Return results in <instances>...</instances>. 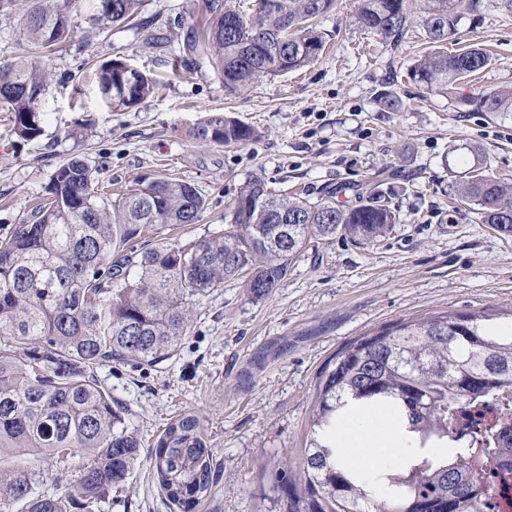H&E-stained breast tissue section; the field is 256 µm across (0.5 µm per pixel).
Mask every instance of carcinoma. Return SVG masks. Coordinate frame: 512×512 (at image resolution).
Masks as SVG:
<instances>
[{
  "instance_id": "carcinoma-1",
  "label": "carcinoma",
  "mask_w": 512,
  "mask_h": 512,
  "mask_svg": "<svg viewBox=\"0 0 512 512\" xmlns=\"http://www.w3.org/2000/svg\"><path fill=\"white\" fill-rule=\"evenodd\" d=\"M83 0H47L25 18L27 40L49 48L70 33ZM141 0H112L100 25L135 19ZM483 0H356L361 26L398 47L419 27L432 50L406 78L429 96L453 95L461 80L485 70L492 58L471 46L444 49L465 15ZM335 0H254L252 12L226 8L204 37L183 52L210 55L230 92L256 80L300 70L324 51L309 21ZM123 61L111 59L96 77L114 106L144 102L156 90L140 69L117 79ZM39 56L0 67V104L15 133L42 134L44 87ZM476 112L512 118V88L467 99ZM254 127L214 112L190 130L199 143L242 144ZM49 202L0 240V459L28 454L58 469L76 449L87 456L78 482L61 495H40L47 479L39 466L0 468V512H95L106 492L122 487L141 448L124 411L98 380L114 361L157 365L177 351L191 321V301L248 271L257 299L287 276L311 239L341 236L365 245L386 235L395 215L376 190L353 208L336 193L319 201L278 194L255 178L240 189L232 222L188 246L161 242L112 261L133 239L175 225L194 224L205 199L176 178L141 183L115 201L100 196L98 180L80 159L53 173ZM461 204L505 237L512 236V185L470 168L457 186ZM498 314L443 312L398 320L355 339L317 378L311 436L296 467L281 470L284 512H487L494 487L485 476L500 468L501 488L512 489V322ZM25 360L17 361L16 350ZM387 409L408 455L373 475L346 459L338 434L351 412ZM213 458L193 415L172 422L158 438L151 464L167 498L189 512L211 488Z\"/></svg>"
}]
</instances>
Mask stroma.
<instances>
[{
    "label": "stroma",
    "mask_w": 512,
    "mask_h": 512,
    "mask_svg": "<svg viewBox=\"0 0 512 512\" xmlns=\"http://www.w3.org/2000/svg\"><path fill=\"white\" fill-rule=\"evenodd\" d=\"M244 0H142L134 23L99 30L91 0L72 16L70 35L42 50L48 81L40 100L42 135L19 138L0 109V238L48 196L56 168L71 158L96 172L109 199L145 179L193 184L206 207L197 223L163 237L188 244L223 229L243 184L260 177L275 189L317 201L324 190L385 171L396 216L369 246L316 240L268 296L243 280L191 302V327L177 352L150 367L114 363L101 383L125 409L141 439L140 459L98 512H178L149 453L165 427L197 417L216 466L210 493L194 512H283L275 474L298 463L310 427L319 372L350 342L399 319L436 312L512 311V237L458 212L451 198L463 172L481 165L512 182V120L469 111L465 100L512 85V12L484 0L448 42L486 46L492 63L453 98L423 99L405 77L423 49L419 28L399 47L369 35L353 0H336L315 18L326 49L304 69L264 77L244 94L224 88L206 54L183 56L187 35L203 33L224 7ZM39 0H0V66L32 53L21 29ZM158 42L147 41V33ZM120 57L148 67L159 88L132 107H116L94 77ZM395 89L396 112L378 95ZM212 112L256 127L243 144H201L188 130ZM160 237V238H163ZM149 234L139 249L158 244Z\"/></svg>",
    "instance_id": "35a3bbf8"
}]
</instances>
